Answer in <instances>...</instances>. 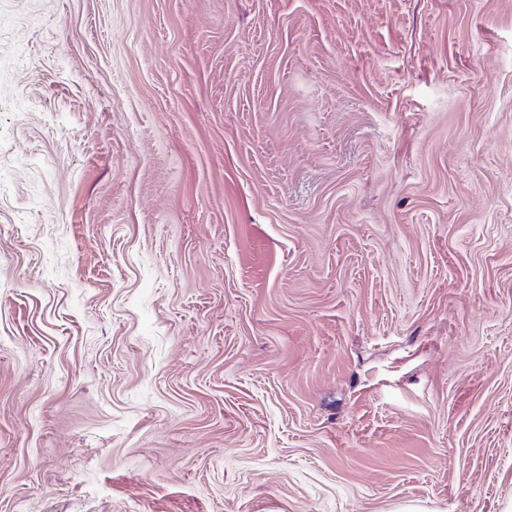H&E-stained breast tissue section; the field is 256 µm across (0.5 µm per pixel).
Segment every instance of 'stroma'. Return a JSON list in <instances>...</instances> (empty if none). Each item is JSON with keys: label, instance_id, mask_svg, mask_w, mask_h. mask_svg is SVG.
Here are the masks:
<instances>
[{"label": "stroma", "instance_id": "obj_1", "mask_svg": "<svg viewBox=\"0 0 512 512\" xmlns=\"http://www.w3.org/2000/svg\"><path fill=\"white\" fill-rule=\"evenodd\" d=\"M512 0H0V512H502Z\"/></svg>", "mask_w": 512, "mask_h": 512}]
</instances>
